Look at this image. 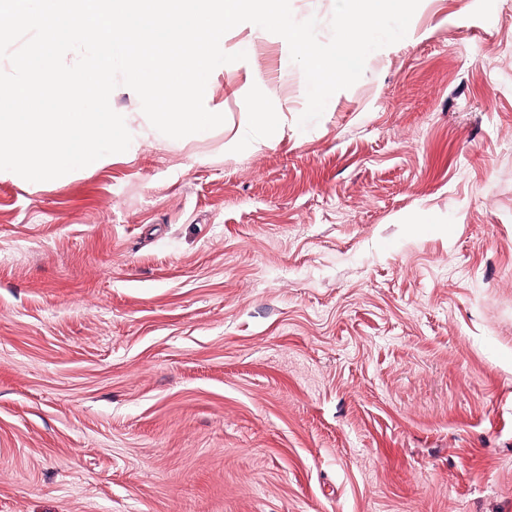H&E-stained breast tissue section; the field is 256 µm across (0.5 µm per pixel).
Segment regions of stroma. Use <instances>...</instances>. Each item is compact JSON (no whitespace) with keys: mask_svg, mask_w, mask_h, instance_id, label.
Listing matches in <instances>:
<instances>
[{"mask_svg":"<svg viewBox=\"0 0 512 512\" xmlns=\"http://www.w3.org/2000/svg\"><path fill=\"white\" fill-rule=\"evenodd\" d=\"M0 176V512H512V0H421L300 127L287 42ZM263 100L275 136L252 117Z\"/></svg>","mask_w":512,"mask_h":512,"instance_id":"35a3bbf8","label":"stroma"}]
</instances>
